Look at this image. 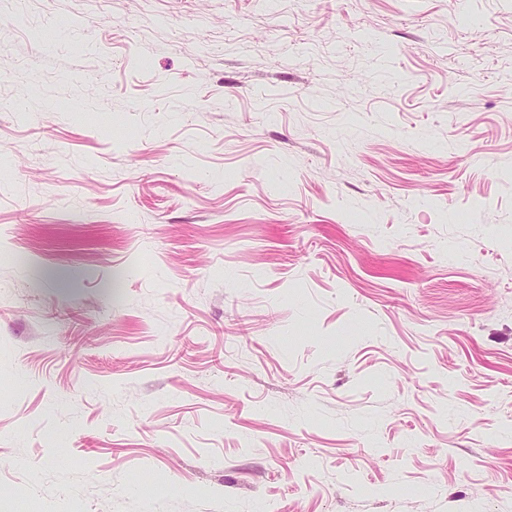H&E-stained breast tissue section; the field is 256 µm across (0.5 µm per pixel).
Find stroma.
<instances>
[{
    "mask_svg": "<svg viewBox=\"0 0 512 512\" xmlns=\"http://www.w3.org/2000/svg\"><path fill=\"white\" fill-rule=\"evenodd\" d=\"M0 512H512V0H0Z\"/></svg>",
    "mask_w": 512,
    "mask_h": 512,
    "instance_id": "stroma-1",
    "label": "stroma"
}]
</instances>
